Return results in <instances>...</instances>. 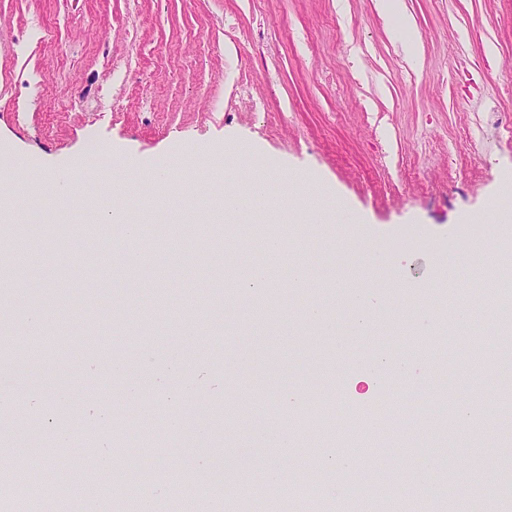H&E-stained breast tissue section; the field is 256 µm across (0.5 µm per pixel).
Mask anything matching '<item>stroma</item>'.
I'll list each match as a JSON object with an SVG mask.
<instances>
[{
    "instance_id": "obj_1",
    "label": "stroma",
    "mask_w": 512,
    "mask_h": 512,
    "mask_svg": "<svg viewBox=\"0 0 512 512\" xmlns=\"http://www.w3.org/2000/svg\"><path fill=\"white\" fill-rule=\"evenodd\" d=\"M400 5L397 19L378 0H0V154L14 166L0 179L10 204L0 221L34 246L25 277L39 283L7 289L0 306V503L11 512H27L45 465L87 451L115 459L124 491L102 473L110 498L70 494L39 512H106V500L144 489L156 512H181L190 498L197 512H226L203 490L220 473L246 493L238 512H341L390 495L425 512L468 501L512 512V407L472 436L436 381L445 360L464 402L512 396V355L478 372L468 362L476 347L512 341L495 303L507 277L491 273L474 298L466 269L512 248V229L480 250L458 248L512 205L502 193L512 180V0ZM91 141L103 158L87 155ZM228 146L274 170L268 198L298 178L334 196L336 210L292 224L287 211L243 198L233 232L249 250L232 252L220 214L194 200L221 196L224 176L209 162ZM128 163L143 191L123 195L124 223L66 248L32 223L34 199L57 198L62 183L64 224L99 223L92 188L117 185ZM130 221L143 223L139 239ZM275 221L288 248L272 262L258 236ZM203 222L212 229L201 238L190 227ZM173 224L189 227L179 246L154 251ZM292 257L310 270L306 287L278 274ZM355 258L394 268L399 281L374 290L364 335L352 332L342 278ZM249 266L266 267L268 290L240 287ZM453 302L473 315L445 334ZM312 310L324 325L309 321ZM379 359L388 367L375 383ZM318 394L363 419L354 447L337 446L332 424L298 429L289 399ZM417 395L427 413L414 411ZM261 424L288 430L287 447H265ZM130 432L139 443H126ZM21 442L41 463L22 477L5 455ZM317 455L354 458L363 490L336 486L312 466ZM148 460L157 471L144 480ZM279 469L307 494L265 486ZM448 482L455 495L423 500L422 484Z\"/></svg>"
}]
</instances>
